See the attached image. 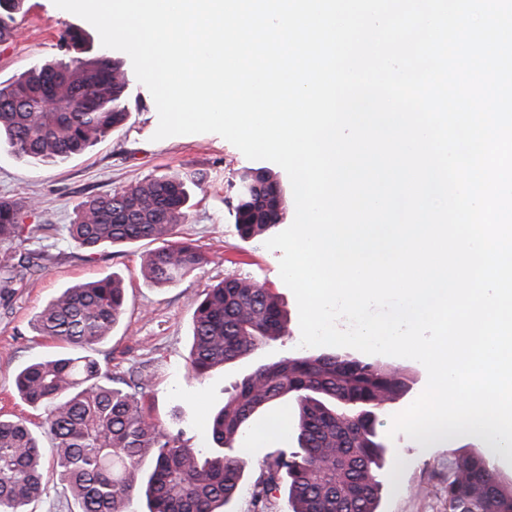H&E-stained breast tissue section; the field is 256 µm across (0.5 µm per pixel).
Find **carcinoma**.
I'll list each match as a JSON object with an SVG mask.
<instances>
[{
    "instance_id": "carcinoma-1",
    "label": "carcinoma",
    "mask_w": 512,
    "mask_h": 512,
    "mask_svg": "<svg viewBox=\"0 0 512 512\" xmlns=\"http://www.w3.org/2000/svg\"><path fill=\"white\" fill-rule=\"evenodd\" d=\"M24 0H0V44L13 40L15 15ZM123 65L104 56L70 64H44L9 83L0 82V144L41 164H60L95 145L129 116ZM188 174L136 181L76 207L67 230L79 248L159 241L142 262L155 285L178 283L209 263L198 246L174 240L186 221ZM258 193L237 197L234 224L243 239L265 235L288 210L268 224H248L263 208ZM23 204L0 198V244L20 239ZM35 265L24 253L4 266L3 283L24 278ZM123 280L117 275L65 289L36 316L34 329L52 341L84 351L35 362L16 377L22 399L43 410L45 433L54 442L56 481L80 512H128L142 481L139 463L155 458L147 475V512H221L242 489L244 467L235 444L248 420L290 397L297 404L296 450L271 454L252 484L253 505L264 512L269 494L287 487L291 512H378L380 468L385 448L377 440V413L399 398L407 377L379 361L340 354H311L264 364L225 399L211 425L210 456L165 433L142 410L144 378H115L90 355L111 335L124 312ZM279 297L241 277L207 289L193 314L190 370L200 376L232 364L287 332ZM39 439L23 417L0 418V512H32L44 491ZM448 512H512V484L499 478L485 456L471 451L448 458Z\"/></svg>"
}]
</instances>
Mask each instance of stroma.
<instances>
[{"label": "stroma", "mask_w": 512, "mask_h": 512, "mask_svg": "<svg viewBox=\"0 0 512 512\" xmlns=\"http://www.w3.org/2000/svg\"><path fill=\"white\" fill-rule=\"evenodd\" d=\"M24 26L14 40L0 44V81L17 78L47 62H71L77 53L67 33L83 30L89 55L126 60L124 52L102 46L96 29L77 16L57 13L51 0H25L19 16ZM130 117L126 125L102 141L58 165L37 164L0 149V197L22 202L23 246L40 255L24 279L14 281L0 298V414H19L30 421L43 447L46 489L34 512H77L72 497L63 495L53 473V448L42 427L41 411L24 403L15 377L29 364L68 354L69 346L38 336L33 323L57 294L76 283L118 274L125 285V310L111 336L96 345L94 356L118 376L142 371L146 379L142 405L165 432L182 435L189 445L208 450L211 417L236 383L258 365L304 355L300 345L298 306L279 273L280 251L264 240L241 239L235 229L237 175L257 168L233 144L215 133L176 135L154 140L159 117L149 90L129 80ZM194 175L190 208L177 237L205 251L210 262L172 286H155L141 274L143 256L153 242L125 247L104 246L89 253L69 240L77 205L132 182L168 173ZM230 275L251 278L281 296L288 312V334L227 366L197 376L188 368L192 317L202 291ZM393 367L411 378L409 389L379 413L377 438L388 448L377 477L383 483L381 512H448L444 488L448 458L460 449L479 448L463 436L421 448L404 435L389 437L393 415L406 409L425 389L427 372L412 359H396Z\"/></svg>", "instance_id": "1"}]
</instances>
